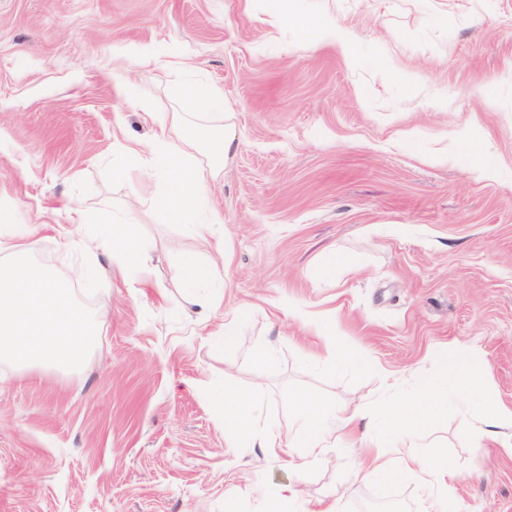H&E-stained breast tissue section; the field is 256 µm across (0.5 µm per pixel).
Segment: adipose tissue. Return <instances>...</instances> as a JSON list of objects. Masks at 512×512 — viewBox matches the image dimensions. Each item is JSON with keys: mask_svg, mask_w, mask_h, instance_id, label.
I'll return each mask as SVG.
<instances>
[{"mask_svg": "<svg viewBox=\"0 0 512 512\" xmlns=\"http://www.w3.org/2000/svg\"><path fill=\"white\" fill-rule=\"evenodd\" d=\"M136 151L148 155L155 168L166 178L160 206L167 217L175 222H191V231L196 237L207 243L215 241V222L195 224L191 221L201 197L206 193L209 171L164 135L139 143ZM293 410L298 420L295 431L297 445L312 458L320 457L325 448L355 430L362 418L358 412L340 416L328 413L319 401L307 397L296 399ZM442 412L443 408L432 394L429 382H422L420 389L410 399L394 407L388 414L394 445L401 450L397 461L389 462L373 451L367 452L358 461L359 466L379 476L410 479L423 484L430 491V512H445L441 491L454 474L447 466L424 461L412 452L411 431L406 422L423 416L436 418ZM261 413L262 407L257 400L238 391H225V435L236 441L257 444L265 448L269 455H278L283 444L277 435L263 430Z\"/></svg>", "mask_w": 512, "mask_h": 512, "instance_id": "1", "label": "adipose tissue"}]
</instances>
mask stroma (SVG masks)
<instances>
[{
	"mask_svg": "<svg viewBox=\"0 0 512 512\" xmlns=\"http://www.w3.org/2000/svg\"><path fill=\"white\" fill-rule=\"evenodd\" d=\"M341 21L349 54L282 24L279 0H0V202L31 255L69 277L72 209L119 205L145 233V271L101 253L109 277L74 293L97 341L68 373L0 363V512H426L427 490L356 468L393 460L385 405L434 378L445 404L415 452L450 466L447 512H512V0H299ZM224 98L192 113L193 155L223 257L161 210L152 139L173 84ZM222 128L230 153L212 156ZM223 265L204 311L184 254ZM330 312L316 325L310 313ZM235 319L241 344L225 345ZM472 351L481 396L457 398L447 359ZM259 392L293 443L314 397L371 420L297 471L224 435V390Z\"/></svg>",
	"mask_w": 512,
	"mask_h": 512,
	"instance_id": "stroma-1",
	"label": "stroma"
}]
</instances>
